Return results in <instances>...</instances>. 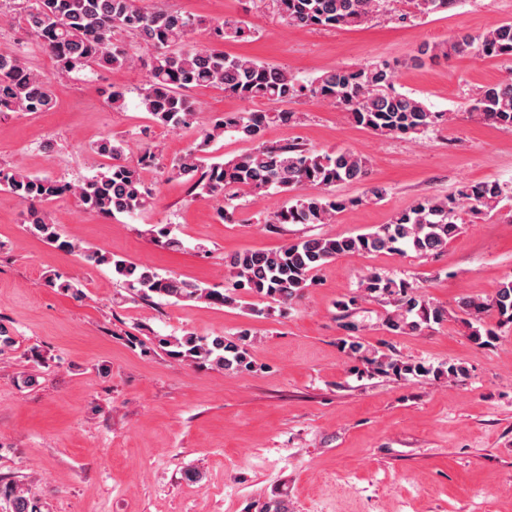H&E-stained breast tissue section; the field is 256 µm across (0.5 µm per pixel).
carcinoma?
<instances>
[{"mask_svg":"<svg viewBox=\"0 0 512 512\" xmlns=\"http://www.w3.org/2000/svg\"><path fill=\"white\" fill-rule=\"evenodd\" d=\"M139 0H3L0 15L18 19L35 40L37 48L54 62L61 75L140 65L148 79L141 88L140 104L155 122L195 134V142L175 160L171 175L201 190L219 204L228 216L233 194H259L271 189L288 192L302 189L296 204L274 211L266 225L331 224L336 214L355 206L361 198L333 192L343 183L367 181L369 161L345 150L322 152L296 143L265 144L267 127L288 124L294 113L281 108L301 96H309L349 113L352 121L377 134L418 137L442 119L418 99L394 89L395 67L386 61L324 71L307 84L288 70L259 60L231 56L217 47L225 40L250 35L239 22H206L162 7L145 10ZM265 8L288 25L297 28H336L358 26L383 10L386 0H259ZM420 15L446 10L455 0H410ZM206 32L210 43H199L196 36ZM131 37L136 54L117 35ZM420 61L456 55L474 58H512V22L495 25L477 35H463L445 45L424 44L418 50ZM216 86L229 97L244 101L266 100L276 108L268 111L227 113L207 121L184 91ZM50 78L32 68L19 48L0 50V112H46L53 107ZM471 109L484 119L505 128L512 127V80L485 86L473 99ZM231 130L251 148L224 162L205 164V147ZM101 156L112 160L106 171L73 184L46 176H35L20 169L0 170V187L12 193L25 207L26 231L56 248L77 253L93 266L107 265L125 285L130 299L150 301L169 298L178 301L204 300L213 305L233 304L240 292L270 299L286 306L301 296L314 281V274L330 260L342 255L403 252L410 249L420 257L433 256L448 246L462 230L458 215L478 218L495 210L505 196L497 181H481L462 186L456 194L423 198L397 213L390 223L376 231L356 236H315L287 243L275 251L248 250L225 258L229 281L222 288L188 282L163 275L149 264L116 259L81 247L66 238L45 216L44 205L69 195L84 209L112 218L117 214L134 216L151 206L143 187V173L155 164L148 148L138 157H126L125 141L104 136L95 146ZM154 241L180 250L182 240L166 227L150 230ZM47 286L74 295L81 294L79 282L53 274ZM370 299L394 303L395 310L385 320L386 331L402 336L421 330L422 325L441 324L448 311L426 300L417 286L371 270L359 283V292L337 302L345 311ZM496 311L499 323H512V277L501 281L491 298L462 302V324L469 336L479 341L494 336L491 328L475 327L488 310ZM348 334L341 344L348 354L378 372L399 376H427L432 368L422 363L402 361L387 353L365 347L362 329L346 325ZM161 347L178 359L208 362L228 373L248 371L253 360L247 331L235 337L216 335L198 338L167 336ZM3 512H42L41 504L14 482L0 483Z\"/></svg>","mask_w":512,"mask_h":512,"instance_id":"carcinoma-1","label":"carcinoma"}]
</instances>
